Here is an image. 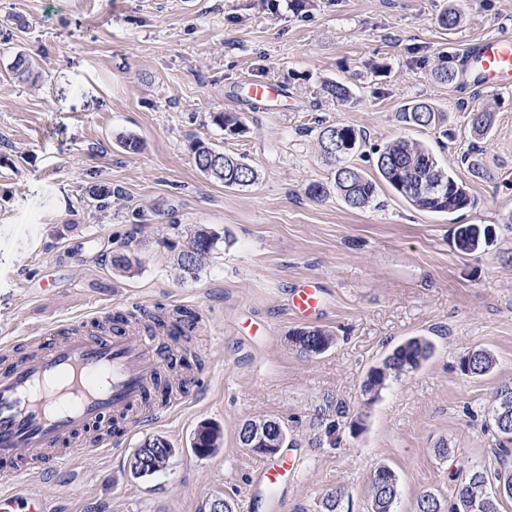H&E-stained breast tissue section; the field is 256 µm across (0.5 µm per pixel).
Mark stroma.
<instances>
[{
  "label": "stroma",
  "instance_id": "1",
  "mask_svg": "<svg viewBox=\"0 0 512 512\" xmlns=\"http://www.w3.org/2000/svg\"><path fill=\"white\" fill-rule=\"evenodd\" d=\"M451 7L462 20L449 29L440 18ZM502 32L512 33V0H0V335L16 340L0 349V366L90 298L116 313L130 298L150 303L145 324L166 345L174 340L156 322L176 308L202 323L175 341L191 368L164 371L185 380L173 413L146 428L121 421L122 451H79L69 469L13 491L38 493L48 512H206L217 497L250 512L263 458L238 431L267 417L288 427L300 463L275 491L280 512H319L334 485L348 489L351 512H367L382 464L399 480L395 512H415L426 490L447 496L453 469L497 470V436L484 422L512 382V89L475 93L434 73ZM18 51L33 63L23 81L11 74ZM254 82L280 93L252 100ZM329 82L353 99L334 102ZM419 99L444 112L442 128L402 129L400 107ZM477 107L494 114L481 139L470 124ZM215 112L236 113L243 132L214 124ZM336 123L366 132L350 161L368 178L374 148L405 135L468 184L473 205L420 211L381 183L368 207L349 208L318 142ZM129 137L138 151L121 147ZM196 141L244 157L258 184L205 176ZM314 183L329 196L313 198ZM461 224L493 228V243L462 252ZM200 229L220 241L197 278L181 279L177 253ZM118 255L131 271L113 266ZM49 275L57 284L42 290ZM307 279L324 297L314 325L334 337L310 358L289 342L303 325L289 293ZM419 336L432 356L366 402L367 371ZM475 348L495 355L490 375L460 373ZM327 394L364 429L318 450L306 445L308 420ZM203 422L221 434L206 457L191 447ZM152 437L174 453L134 478L130 458ZM442 441L453 458L436 456Z\"/></svg>",
  "mask_w": 512,
  "mask_h": 512
}]
</instances>
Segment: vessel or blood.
Wrapping results in <instances>:
<instances>
[{"label":"vessel or blood","mask_w":512,"mask_h":512,"mask_svg":"<svg viewBox=\"0 0 512 512\" xmlns=\"http://www.w3.org/2000/svg\"><path fill=\"white\" fill-rule=\"evenodd\" d=\"M467 67L477 68L469 86L475 90L512 87V36L491 35L466 46ZM292 313L309 318L320 312L318 289L303 286L289 298ZM64 322L48 327L38 350L0 367V458L25 459L8 472L19 483L61 471L71 462L62 447L88 440L95 449L120 450L119 436L90 437L92 426L135 415L139 427L151 425L142 407L166 385L158 370L161 347L152 339L131 335L126 328L96 327L64 334ZM298 460L282 454L267 458L255 482L277 487ZM0 512H47L36 494L0 492Z\"/></svg>","instance_id":"vessel-or-blood-1"}]
</instances>
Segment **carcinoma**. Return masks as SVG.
Here are the masks:
<instances>
[{
	"instance_id": "carcinoma-1",
	"label": "carcinoma",
	"mask_w": 512,
	"mask_h": 512,
	"mask_svg": "<svg viewBox=\"0 0 512 512\" xmlns=\"http://www.w3.org/2000/svg\"><path fill=\"white\" fill-rule=\"evenodd\" d=\"M398 120L405 126L419 129L435 128L444 122L440 111L428 102H409L401 106ZM214 124L238 134L243 131L241 118L228 112L212 116ZM494 113L476 109L471 112V124L478 135L486 134L493 126ZM324 156L337 163L336 192L347 206L363 209L371 203L377 182L363 175L348 163V158L360 146L361 131L344 124L324 127L319 134ZM347 144L339 155L330 149L331 140ZM197 168L206 176L224 183L226 187H249L259 181L258 171L241 159L224 154L205 143L196 141L191 146ZM376 169L380 178L408 203L422 211L454 213L471 203L468 187L449 169L442 167L428 147L418 141L398 137L376 151ZM219 236L199 230L190 239L187 248L180 250L177 266L182 278H194L208 254L217 249ZM291 346L304 357H313L327 351L333 336L320 328H302L290 337ZM433 352V344L424 337L410 338L398 345L378 367H373L363 382V393L368 402L377 400L390 382L402 374L418 369ZM495 356L486 349H473L459 361L460 371L468 377H483L493 372ZM490 427L499 440V469L494 475L480 468L458 469L452 474L450 494L442 498L432 492H423L416 501L415 512H500V502L512 498V385L502 386L496 404L488 413ZM309 425L313 431L311 444L316 448L337 449L340 434L349 431L355 438L363 430V419L352 416L343 402L327 395L315 407ZM219 433L213 426H199L193 442L196 454L204 457L217 450ZM172 448L164 440L148 439L133 455L130 468L151 467L156 472L164 467ZM400 495L395 472L380 466L374 471L370 485V512H395ZM350 499L347 489L336 486L321 498L320 512H345Z\"/></svg>"
}]
</instances>
